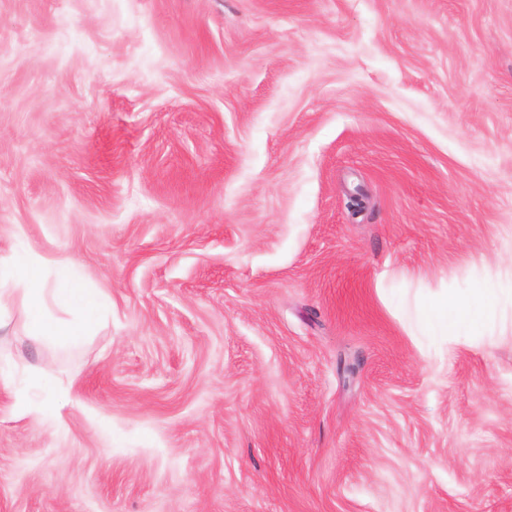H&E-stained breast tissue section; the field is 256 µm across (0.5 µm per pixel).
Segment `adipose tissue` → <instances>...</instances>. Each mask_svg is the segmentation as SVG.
I'll use <instances>...</instances> for the list:
<instances>
[{"label": "adipose tissue", "mask_w": 512, "mask_h": 512, "mask_svg": "<svg viewBox=\"0 0 512 512\" xmlns=\"http://www.w3.org/2000/svg\"><path fill=\"white\" fill-rule=\"evenodd\" d=\"M46 261L32 255L29 261L13 267L16 290L0 289V328L4 314L14 298H21L29 318V326L37 339L61 345H76L92 332L95 310L108 304L106 294L91 295L76 282L66 287H50L44 276ZM500 291L476 287L469 294L457 295L448 290L429 293L419 305V319L432 335L457 343L471 342L487 322L491 308L497 304ZM73 310L74 318L62 320L52 315V307Z\"/></svg>", "instance_id": "adipose-tissue-1"}]
</instances>
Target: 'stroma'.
I'll list each match as a JSON object with an SVG mask.
<instances>
[{
  "label": "stroma",
  "instance_id": "stroma-1",
  "mask_svg": "<svg viewBox=\"0 0 512 512\" xmlns=\"http://www.w3.org/2000/svg\"><path fill=\"white\" fill-rule=\"evenodd\" d=\"M34 253L112 312L59 347L11 306L0 512H512V306L396 316L512 289V0H0ZM501 288H470L468 295L448 289L430 292L419 305L420 322L435 336L446 341L470 343L487 322L491 308L498 303Z\"/></svg>",
  "mask_w": 512,
  "mask_h": 512
}]
</instances>
